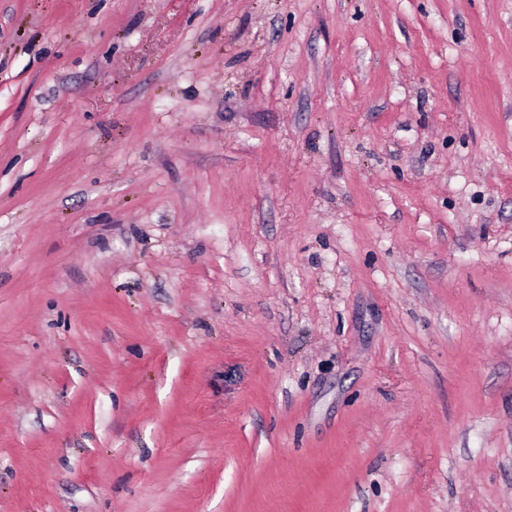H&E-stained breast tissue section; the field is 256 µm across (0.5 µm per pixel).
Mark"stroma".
<instances>
[{
	"mask_svg": "<svg viewBox=\"0 0 512 512\" xmlns=\"http://www.w3.org/2000/svg\"><path fill=\"white\" fill-rule=\"evenodd\" d=\"M0 512H512V0H0Z\"/></svg>",
	"mask_w": 512,
	"mask_h": 512,
	"instance_id": "obj_1",
	"label": "stroma"
}]
</instances>
